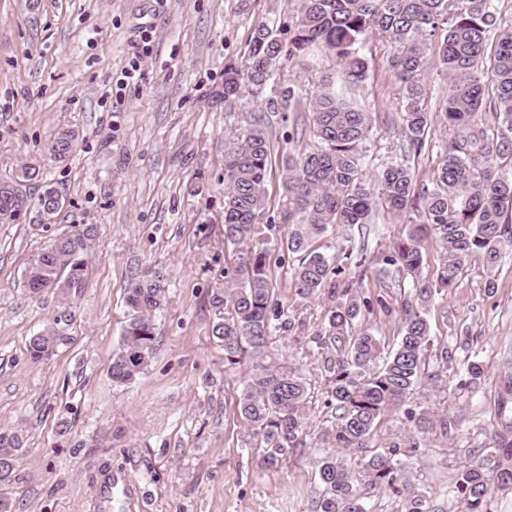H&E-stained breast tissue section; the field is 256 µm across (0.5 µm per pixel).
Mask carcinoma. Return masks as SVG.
<instances>
[{
    "instance_id": "1",
    "label": "carcinoma",
    "mask_w": 512,
    "mask_h": 512,
    "mask_svg": "<svg viewBox=\"0 0 512 512\" xmlns=\"http://www.w3.org/2000/svg\"><path fill=\"white\" fill-rule=\"evenodd\" d=\"M501 25L492 0H300L288 25L257 27L244 60L224 65V108L230 113L245 107V92L259 94L269 85L281 60L304 57L315 47L357 86L368 75L366 46L376 40L388 43L393 49L389 67L403 86L402 158L384 164L372 178L362 169L359 149L373 131L375 115L337 96L327 75L321 78L322 90L308 99L298 86L274 92L266 106L246 113L243 135L224 143V246L237 252L238 263L224 271L226 315L213 333L224 346L225 361L246 365L248 379L238 410L265 448L263 464L272 468L307 447L308 390L300 373L277 362L272 352L277 339L299 330L303 322L289 316L275 294L261 237L271 169L268 129L270 114L292 105L307 106L311 115L307 130L314 145L288 159L280 223L269 220L267 232L275 236L280 225L288 226L286 251L297 258L292 272L295 296L323 306L308 343L329 354L326 372L335 421L322 434L331 450L315 464V512H367L365 488L405 496V512H435L406 479V457L412 449L394 444L379 451L371 441L381 418L393 411H403L421 433L433 424L430 412L418 413L407 402L427 377L429 363L448 369L453 352L466 344H434L428 319L434 292L450 288L473 258L494 267L503 251L512 250V177L500 166L512 159V31ZM495 31L498 40L486 69L487 42ZM436 60L451 80L442 105L450 136L432 186L419 187L407 161L425 147V76ZM488 108L504 127L495 139L481 122ZM75 140L74 132L64 131L51 151L64 160ZM34 177L26 169L17 181L0 183V218L27 206L22 183ZM378 208L410 224L407 242L383 255L385 264L410 279L413 294V300L402 305L395 347L385 355L376 336L367 328L356 329V324L376 307L388 311L389 302L382 295L365 296L357 281L313 247L315 239L329 231L341 228L346 234L368 223ZM95 237V227L76 224L62 240L41 249L25 270L29 291L53 288L61 304H67V290L82 286ZM429 238L441 249L432 278L423 275ZM159 282L166 277L156 268L131 275L125 324L110 372L117 385L134 381L153 356L155 318L167 291L157 287ZM63 341L58 329L46 328L30 338V359H46ZM486 374L483 362L466 360V386L481 384ZM511 403L508 377L498 399L494 450L475 458L455 477V497L464 512H491L494 489H512V418L506 415ZM22 448L21 433L0 429V481L10 480Z\"/></svg>"
}]
</instances>
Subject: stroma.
Masks as SVG:
<instances>
[{
  "mask_svg": "<svg viewBox=\"0 0 512 512\" xmlns=\"http://www.w3.org/2000/svg\"><path fill=\"white\" fill-rule=\"evenodd\" d=\"M298 7L299 0H0V182L31 167L38 178L26 183L28 196L52 186L65 198L44 221L32 208L0 219V428L24 438L11 480L0 482L13 512H313L320 449L263 466L264 450L237 410L246 368L225 363L213 333L224 315V270L236 259L224 246V140L238 125L224 110V65L246 56L255 27L285 24ZM146 29L151 55L114 91ZM390 50L377 45L368 79L351 93L377 115L361 150L370 174L399 157L402 143L394 123L404 99L387 67ZM449 86L441 68L430 69L426 144L409 160L424 184L448 142ZM308 117L301 109L270 128L269 216L278 214L284 160L310 143L301 134ZM64 130L75 131L79 144L59 162L50 146ZM74 224L96 225L98 235L65 313L53 291L29 293L24 269ZM407 232L401 217L381 210L349 238L331 231L315 245L336 256L363 292L385 294L397 308L411 282L380 255ZM351 250L365 251L364 266L348 258ZM148 265L168 281L155 351L143 374L117 386L109 373L126 288ZM269 266L279 300L315 326L322 308L297 305L292 259L276 247ZM429 318L438 341H471L409 400L456 425L424 434L407 460L408 479L438 512H462L447 489L493 448L499 381L512 374V253L491 269L473 260L435 296ZM52 323L66 342L32 363L28 341ZM278 349L309 383L308 432L319 436L334 421L325 357L302 339ZM470 354L487 367L475 389L460 385ZM107 476L106 501L96 489Z\"/></svg>",
  "mask_w": 512,
  "mask_h": 512,
  "instance_id": "35a3bbf8",
  "label": "stroma"
}]
</instances>
